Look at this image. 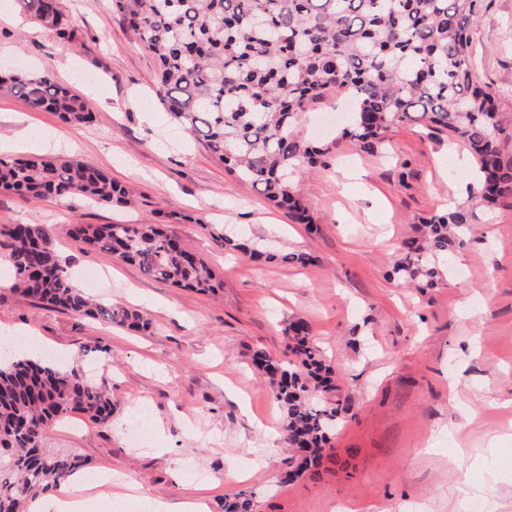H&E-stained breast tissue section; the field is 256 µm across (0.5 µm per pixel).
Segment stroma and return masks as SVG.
<instances>
[{
  "label": "stroma",
  "instance_id": "1",
  "mask_svg": "<svg viewBox=\"0 0 512 512\" xmlns=\"http://www.w3.org/2000/svg\"><path fill=\"white\" fill-rule=\"evenodd\" d=\"M72 40L34 39L15 0H0V70L51 75L81 97L91 123L0 97V137L25 131L19 159L44 151L101 169L137 192L132 208L77 198L28 202L0 190V225L40 224L71 273L103 272L100 298L146 312L133 331L31 304L0 288V337L35 333L42 351L80 361L112 395V417L53 423L43 446L81 455L181 512H209L253 492L255 512H454L460 476L496 475L512 512V202L475 225L442 285L394 278L400 242L417 217L467 199L473 161L463 146L398 126L387 156L348 142L326 167L297 175L314 215L293 223L187 136L157 102L154 61L112 0H58ZM512 0H496L472 33L480 81L512 86ZM163 223L224 280L211 296L147 278L138 266L72 240L63 225ZM316 262L256 263L224 253L210 229ZM305 319L336 370L329 398L344 408L317 474L284 480L290 452L282 410L252 364L255 351L288 361L286 322Z\"/></svg>",
  "mask_w": 512,
  "mask_h": 512
}]
</instances>
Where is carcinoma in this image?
Instances as JSON below:
<instances>
[{"mask_svg": "<svg viewBox=\"0 0 512 512\" xmlns=\"http://www.w3.org/2000/svg\"><path fill=\"white\" fill-rule=\"evenodd\" d=\"M62 37L72 19L56 0H16ZM496 0H113L140 47L157 62L158 102L186 133L237 179L250 184L298 224L314 223L291 173L323 165L326 150L306 140L300 115L334 90L351 98L352 118L333 138L367 154L386 151L404 123H420L462 143L475 162L474 203L418 218L419 234L401 242L392 274L422 290L443 280V265L465 244L477 207L512 200V133L501 117L512 89L481 83L474 72L470 31ZM0 92L34 110L57 113L71 125L93 114L71 90L47 75L0 72ZM0 188L26 200L79 196L125 205L130 191L108 174L49 155L0 159ZM66 235L139 265L157 281L202 293L223 287L217 274L160 224H68ZM224 250L257 262L309 265L306 252L272 250L244 236H214ZM0 254L14 275L12 290L35 305L52 306L117 326L145 330L136 311L95 300L74 285L40 224L0 228ZM294 360L258 351L284 413V439L298 476L319 464L343 407L316 396L336 390V371L302 319L285 327ZM81 413L95 423L112 416V396L81 369L25 356L0 364V512H27L35 496L81 474L85 461L41 446L47 426ZM224 512H254L239 493Z\"/></svg>", "mask_w": 512, "mask_h": 512, "instance_id": "obj_1", "label": "carcinoma"}]
</instances>
